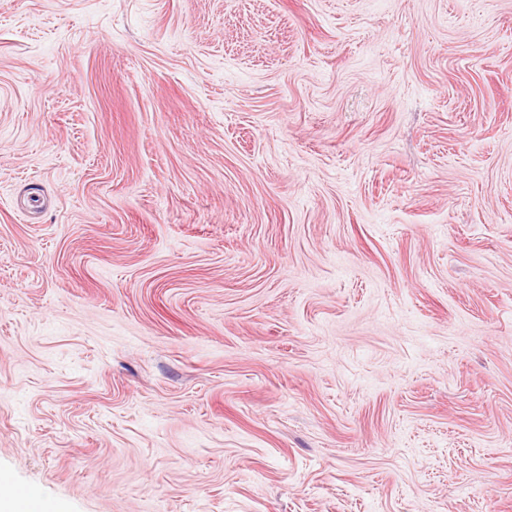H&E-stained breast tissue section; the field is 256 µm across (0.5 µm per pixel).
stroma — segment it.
I'll return each instance as SVG.
<instances>
[{
    "label": "stroma",
    "instance_id": "35a3bbf8",
    "mask_svg": "<svg viewBox=\"0 0 512 512\" xmlns=\"http://www.w3.org/2000/svg\"><path fill=\"white\" fill-rule=\"evenodd\" d=\"M0 473L512 512V0H0Z\"/></svg>",
    "mask_w": 512,
    "mask_h": 512
}]
</instances>
